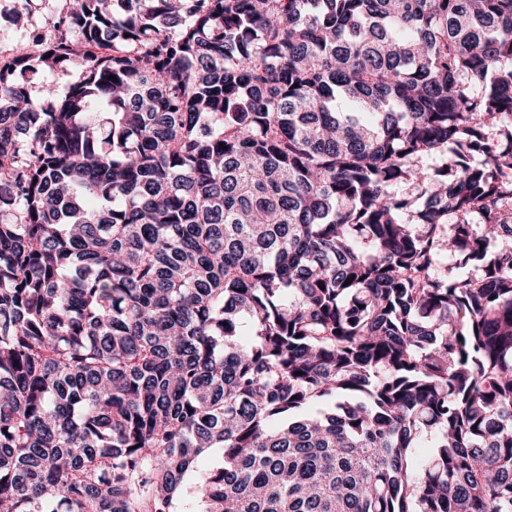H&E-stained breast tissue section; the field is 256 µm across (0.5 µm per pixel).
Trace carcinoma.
<instances>
[{
    "instance_id": "1",
    "label": "carcinoma",
    "mask_w": 512,
    "mask_h": 512,
    "mask_svg": "<svg viewBox=\"0 0 512 512\" xmlns=\"http://www.w3.org/2000/svg\"><path fill=\"white\" fill-rule=\"evenodd\" d=\"M54 28L0 59V512H512V0ZM78 78L79 74L73 71H56L47 77L40 74L30 75L31 84L33 86V96L37 99L40 97L39 90L43 80L54 84L58 93L64 94L69 86L77 81Z\"/></svg>"
}]
</instances>
